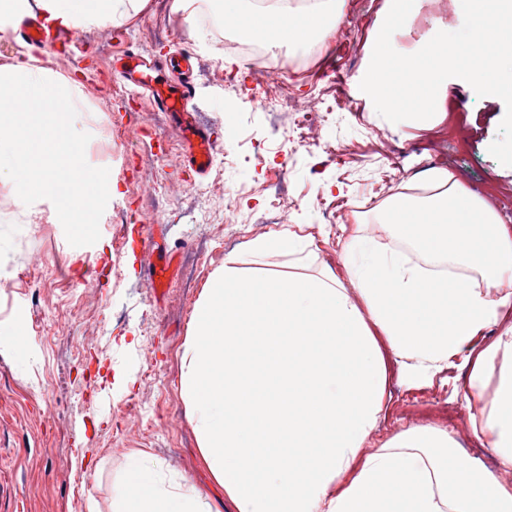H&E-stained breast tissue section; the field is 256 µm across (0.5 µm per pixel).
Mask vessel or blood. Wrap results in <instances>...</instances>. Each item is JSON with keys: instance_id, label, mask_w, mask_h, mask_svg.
<instances>
[{"instance_id": "obj_1", "label": "vessel or blood", "mask_w": 512, "mask_h": 512, "mask_svg": "<svg viewBox=\"0 0 512 512\" xmlns=\"http://www.w3.org/2000/svg\"><path fill=\"white\" fill-rule=\"evenodd\" d=\"M18 34L34 47H41L47 34L37 18L25 19L17 29ZM112 71L135 87L149 92L154 106L168 113L178 125L186 158L196 174H206L211 165L213 142L209 133L199 125L189 108L193 89L188 84L170 83L160 66L147 63L135 53L114 56Z\"/></svg>"}]
</instances>
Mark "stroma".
Instances as JSON below:
<instances>
[{"label":"stroma","instance_id":"obj_1","mask_svg":"<svg viewBox=\"0 0 512 512\" xmlns=\"http://www.w3.org/2000/svg\"><path fill=\"white\" fill-rule=\"evenodd\" d=\"M383 4L347 0L345 23L307 48L261 34L274 51L261 72L226 52L201 18L185 21L173 0H148L122 25L38 53L39 66L81 83L95 114L76 126L91 136L89 164L108 168L116 190L99 240L74 247L49 200L25 205L11 183H0V327H20L24 337L22 347L0 351V512H89L94 501L111 512L140 454L196 487L216 512H234L202 459L181 395V352L195 305L225 256L238 254L252 273L289 271L287 257L257 259L247 251L252 240L276 232L264 221L273 204L290 203L288 227L312 242L307 273L339 278L346 231L392 241L378 222L392 195L381 175L392 167L405 185L443 163L499 223L512 226V167L488 151L505 105L477 96L462 79H449L446 116L433 129L391 123L363 100L332 123L311 113L314 143L304 147L288 139L283 114L255 101L259 88L284 87L312 102L331 76L355 94ZM462 23L461 0H424L395 39L409 46ZM120 50L146 59L191 55L193 109L212 134L219 174H195L168 114L112 73ZM282 167L285 178L269 187ZM360 196L371 199L370 209L345 212L344 203ZM119 211L128 214L120 226L112 222ZM146 235L172 254L158 288L141 276L156 260L140 245ZM468 377V368H452L447 379L415 385L390 372L387 410L368 448L429 426L497 470L492 435L470 426ZM439 402L453 407L452 420L435 412Z\"/></svg>","mask_w":512,"mask_h":512}]
</instances>
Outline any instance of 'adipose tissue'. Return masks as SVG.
<instances>
[{"mask_svg": "<svg viewBox=\"0 0 512 512\" xmlns=\"http://www.w3.org/2000/svg\"><path fill=\"white\" fill-rule=\"evenodd\" d=\"M145 2L0 0V29L36 9L49 27L81 32L122 23ZM344 7L260 11L224 0V24L291 45L329 34ZM417 187L380 214L393 245L346 240L345 279L304 274L309 244L285 228L248 250L291 257L298 273L252 275L230 254L203 289L180 387L204 461L236 512H512V489L448 434L414 427L363 450L383 416L390 365L426 382L460 358L471 367L470 397L495 386L489 409L469 420L493 434L500 469L512 471V322L477 344L512 307V294L497 292L512 278V230L447 171ZM436 262L455 270H433ZM112 510L211 512L199 490L165 483L144 456L130 463Z\"/></svg>", "mask_w": 512, "mask_h": 512, "instance_id": "1", "label": "adipose tissue"}]
</instances>
